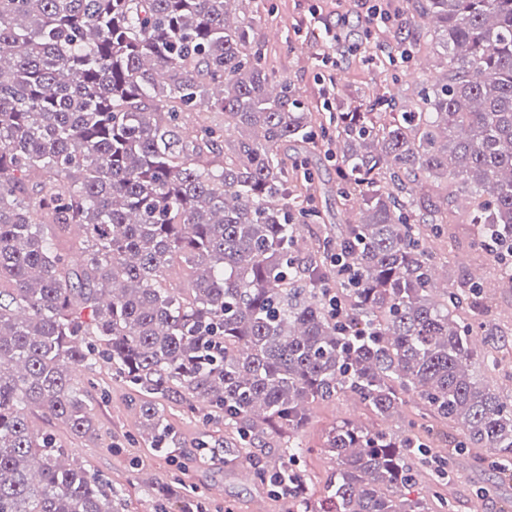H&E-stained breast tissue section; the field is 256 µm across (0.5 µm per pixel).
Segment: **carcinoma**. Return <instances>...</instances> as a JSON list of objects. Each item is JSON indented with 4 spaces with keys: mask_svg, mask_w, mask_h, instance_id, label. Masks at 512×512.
Wrapping results in <instances>:
<instances>
[{
    "mask_svg": "<svg viewBox=\"0 0 512 512\" xmlns=\"http://www.w3.org/2000/svg\"><path fill=\"white\" fill-rule=\"evenodd\" d=\"M244 0H0V512H121L123 489L64 460L29 416L96 433L73 371L96 357L144 395L154 448L174 434L151 401L181 389L224 414L243 447L307 407L351 392L387 419L412 393L460 430L458 447L512 463V397L468 371L474 280L437 291L428 237L452 239L455 192L474 247L512 288V0H407L402 31L435 43L443 79L420 110L360 102L320 117L269 72ZM221 112L224 122L198 121ZM246 133L226 149V135ZM340 144L344 200L359 221L300 258L313 184L281 146ZM392 184L388 189L386 184ZM77 226L85 239L66 247ZM343 258L346 278L332 260ZM341 303V313L329 298ZM325 512H428L402 488L429 462L400 439L343 422ZM301 442L263 479H296Z\"/></svg>",
    "mask_w": 512,
    "mask_h": 512,
    "instance_id": "carcinoma-1",
    "label": "carcinoma"
}]
</instances>
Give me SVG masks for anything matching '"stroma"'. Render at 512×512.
Returning <instances> with one entry per match:
<instances>
[{"label": "stroma", "instance_id": "1", "mask_svg": "<svg viewBox=\"0 0 512 512\" xmlns=\"http://www.w3.org/2000/svg\"><path fill=\"white\" fill-rule=\"evenodd\" d=\"M246 10L251 35L263 47L266 67L288 80L302 104L313 112L327 110L325 85L317 66L323 53L336 58V92L344 98L355 92L384 94L411 107L417 103L420 90L442 79L445 72L440 53L433 50L412 54L406 62L390 54L387 43L368 32L363 20L365 0H250ZM274 27L281 29L280 38H270ZM331 29L336 30L337 40L328 39ZM284 151L300 170L311 174L317 188L315 205L320 218L302 225L300 231L302 249L309 252L316 248L318 239L339 235L343 227L345 213L336 158L327 149L294 142L285 145ZM475 234V225L462 224L456 229L453 244L432 240L427 247L449 283L478 274L490 287L486 307L473 313L480 324V343L473 350L472 369L492 388L512 395V288L498 287L495 264L476 257L471 248ZM493 347L499 354L497 366L491 368L486 354ZM74 376L94 414L96 439L75 437L62 424L37 414L32 415L31 425L35 432L54 434L70 460L83 462L95 476L122 487L123 512H178L170 495L183 486L197 489L208 512H219L223 507L228 512H255L254 504L259 500L267 512H288L287 496L252 476L255 467L277 461L288 446L287 435L270 433L254 447H237L223 417L191 412L187 396L174 390L157 398L156 406L176 433L179 445L159 453L152 447L136 409L137 392L113 372L111 363L101 360L92 367L77 368ZM307 414L308 422L297 435L307 449L299 466L314 501H322L336 469V460L326 449L327 435L336 424L349 421L385 429L397 438L413 425L428 429L429 454L446 459L448 475L440 477L431 465H416L417 476L404 494L425 500L429 512H441L445 503L450 512H512V473L491 465L489 449H456V429L434 418L416 396H405L399 412L386 420L349 393L313 402ZM204 440L233 449V461L199 457L196 448Z\"/></svg>", "mask_w": 512, "mask_h": 512}]
</instances>
